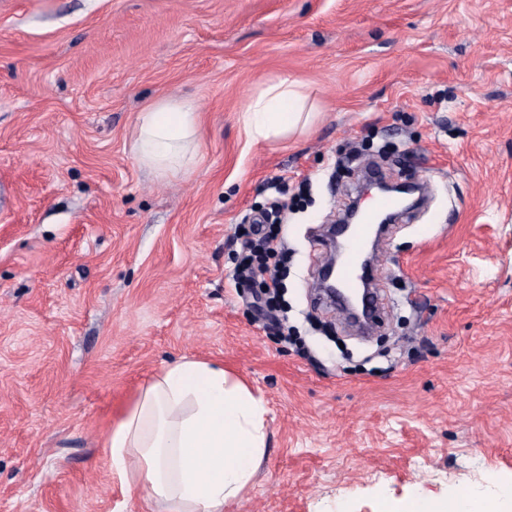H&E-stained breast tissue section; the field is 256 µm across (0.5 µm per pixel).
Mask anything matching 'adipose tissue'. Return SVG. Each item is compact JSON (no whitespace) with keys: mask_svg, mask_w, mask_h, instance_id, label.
Wrapping results in <instances>:
<instances>
[{"mask_svg":"<svg viewBox=\"0 0 512 512\" xmlns=\"http://www.w3.org/2000/svg\"><path fill=\"white\" fill-rule=\"evenodd\" d=\"M306 102L300 80L263 83L242 111L244 129L256 142L293 133L311 118ZM199 123L192 103L154 102L140 115L138 161L161 176L183 171ZM101 446L121 483L143 490L145 505L168 512H224L263 464L266 408L222 364L182 358L143 387ZM498 488L489 498L462 491L438 500L417 491L400 502H381L377 512H512V480Z\"/></svg>","mask_w":512,"mask_h":512,"instance_id":"1","label":"adipose tissue"}]
</instances>
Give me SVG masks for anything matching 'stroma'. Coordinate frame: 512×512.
<instances>
[{"instance_id":"stroma-1","label":"stroma","mask_w":512,"mask_h":512,"mask_svg":"<svg viewBox=\"0 0 512 512\" xmlns=\"http://www.w3.org/2000/svg\"><path fill=\"white\" fill-rule=\"evenodd\" d=\"M305 130L252 141L263 81ZM198 105L176 175L142 110ZM427 180L375 274L381 330L315 300L325 225L365 164ZM0 512H142L99 437L183 357L260 395L268 450L224 512H374L512 476V0H0ZM288 203L293 342L235 279V232ZM298 79L278 78L253 94L242 111L244 129L253 141L290 135L311 118L307 95Z\"/></svg>"}]
</instances>
